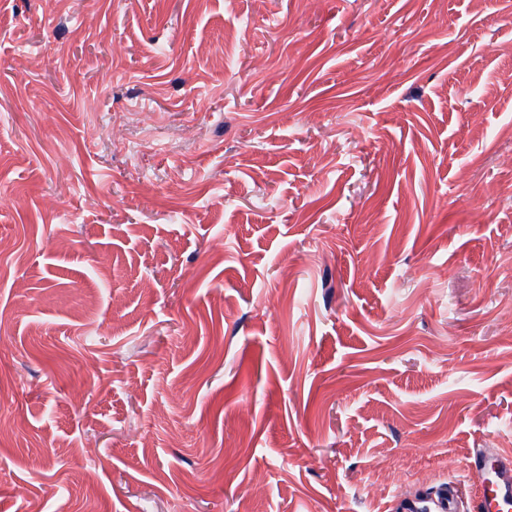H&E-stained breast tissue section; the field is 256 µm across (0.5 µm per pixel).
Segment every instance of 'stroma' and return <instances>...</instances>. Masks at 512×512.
Instances as JSON below:
<instances>
[{
    "instance_id": "obj_1",
    "label": "stroma",
    "mask_w": 512,
    "mask_h": 512,
    "mask_svg": "<svg viewBox=\"0 0 512 512\" xmlns=\"http://www.w3.org/2000/svg\"><path fill=\"white\" fill-rule=\"evenodd\" d=\"M512 454V0H0V512H406Z\"/></svg>"
}]
</instances>
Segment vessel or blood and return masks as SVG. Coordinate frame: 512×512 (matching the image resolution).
Wrapping results in <instances>:
<instances>
[{
	"mask_svg": "<svg viewBox=\"0 0 512 512\" xmlns=\"http://www.w3.org/2000/svg\"><path fill=\"white\" fill-rule=\"evenodd\" d=\"M468 472L482 487L479 512H512V458L474 451Z\"/></svg>",
	"mask_w": 512,
	"mask_h": 512,
	"instance_id": "1",
	"label": "vessel or blood"
}]
</instances>
